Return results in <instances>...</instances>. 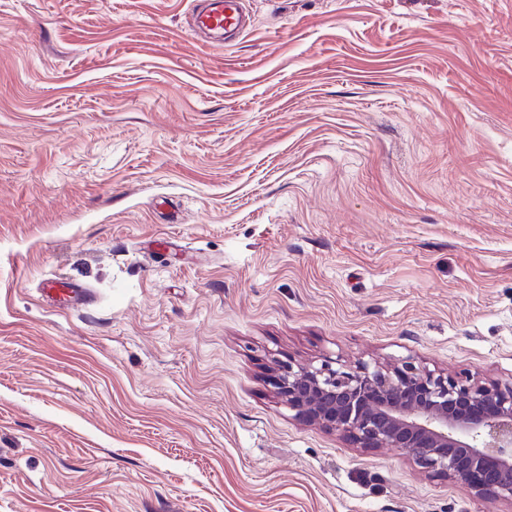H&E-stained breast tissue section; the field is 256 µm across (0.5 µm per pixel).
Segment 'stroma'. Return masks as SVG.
Masks as SVG:
<instances>
[{
    "instance_id": "35a3bbf8",
    "label": "stroma",
    "mask_w": 512,
    "mask_h": 512,
    "mask_svg": "<svg viewBox=\"0 0 512 512\" xmlns=\"http://www.w3.org/2000/svg\"><path fill=\"white\" fill-rule=\"evenodd\" d=\"M249 3L0 0V512H512L268 381L512 382V0ZM205 7L193 10L194 30L211 31L224 35V40L235 36L251 23L245 0H199ZM43 291L62 303L79 302L86 297V291L80 284L61 277L45 280Z\"/></svg>"
}]
</instances>
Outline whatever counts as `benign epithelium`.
Here are the masks:
<instances>
[{"instance_id": "7a95c632", "label": "benign epithelium", "mask_w": 512, "mask_h": 512, "mask_svg": "<svg viewBox=\"0 0 512 512\" xmlns=\"http://www.w3.org/2000/svg\"><path fill=\"white\" fill-rule=\"evenodd\" d=\"M269 382L295 415L358 448L402 449L433 478L512 505V383L411 360L275 361ZM493 405L489 414L479 409Z\"/></svg>"}]
</instances>
